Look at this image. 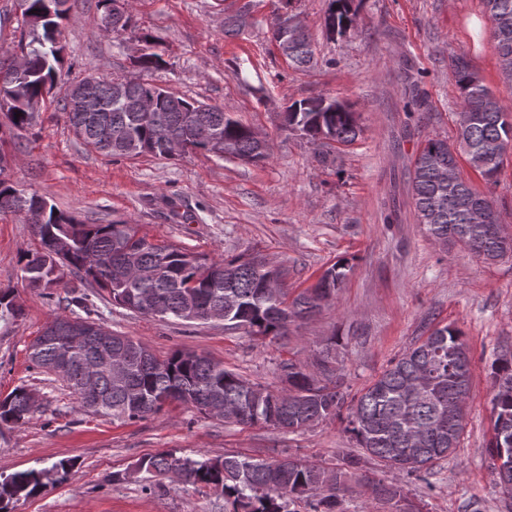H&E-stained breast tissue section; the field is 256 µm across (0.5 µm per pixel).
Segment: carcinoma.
<instances>
[{
    "label": "carcinoma",
    "instance_id": "obj_1",
    "mask_svg": "<svg viewBox=\"0 0 512 512\" xmlns=\"http://www.w3.org/2000/svg\"><path fill=\"white\" fill-rule=\"evenodd\" d=\"M23 23L28 28V63L18 72L0 61V77L8 79L4 94L16 105L8 113L15 128L34 119L24 109L27 100L42 90L62 84V110L69 125L83 142L110 156L148 154L172 159L167 144L178 140L185 153H201L220 159L258 163L268 158L260 151L252 129L219 107L180 97L146 82H128L127 104L112 102L110 81L96 78L100 110L84 112L70 85L63 82L58 65L63 47L58 40L60 22L66 17L68 0H22ZM326 18L333 34L354 28L358 11L353 0H330ZM491 22V37L501 73H512V0H483ZM253 0L239 6L224 19V35L235 36L251 13ZM288 60L304 70L314 64L315 50L307 33L288 43ZM448 78L460 96L457 145L448 139L430 138L414 156L411 191L417 222L443 245H459L477 256L512 252V237L500 224L493 202L475 191L458 175L449 181L438 176V166L454 161L452 151L467 156L470 166L486 182L493 183L505 156L487 155L491 141L512 142V110L505 107L466 56L452 58ZM206 125L213 139L194 138V129ZM285 128L309 141L350 144L360 132V115L347 103L327 96L292 102L283 113ZM33 199L10 180L0 179V212L27 214L40 242V249L19 259L21 279L33 288H52L59 283L56 271L66 269L107 293L112 305L145 316L173 317L185 322H208L218 316L224 330L244 329L258 337L286 335L288 324L304 319L321 307L315 291L305 289L288 299L285 282L278 295L264 291L271 270L263 262L239 257L218 260L197 255L165 242H154L137 234L125 222L85 224L72 216L45 207L30 215L27 200ZM350 266L340 261L321 277L336 289ZM68 304L84 309L85 316H55L29 347V358L38 368L59 375L80 398V407L94 415L136 421L156 414L172 402L192 405L202 414L218 402L236 407L239 414L226 413L224 423L260 425L295 432L327 419L345 423L344 430L364 454L397 475H416L427 480L430 467L448 458L438 448L448 441L458 446L463 428H448V405L470 391L472 374L462 332L453 325L436 327L392 360L356 394L342 388L336 370V341H330L316 356L314 370L286 360L279 364L286 386L272 387L224 368L193 351L177 350L158 358L143 342L113 332L92 318L83 297ZM21 315L10 291L0 290V319ZM85 327L82 346L71 348L66 336L72 323ZM102 338L112 339V348L128 356L126 380L119 383L103 370L97 381L98 402L83 400L84 375L96 361ZM493 436L490 458L512 463V358L497 357L491 365ZM34 412L32 393L24 386L0 399V422L23 425ZM361 457L346 455L336 468L296 456L284 467L280 461L266 462L228 454L203 461L174 458L159 453L136 463L139 472L175 474L194 485L212 487L224 494L233 512H287V502L305 500L310 512H344L343 493L357 475ZM44 472L23 471L0 480V512L9 504L36 495L44 487ZM372 497L401 512L407 500L398 482L371 481Z\"/></svg>",
    "mask_w": 512,
    "mask_h": 512
}]
</instances>
